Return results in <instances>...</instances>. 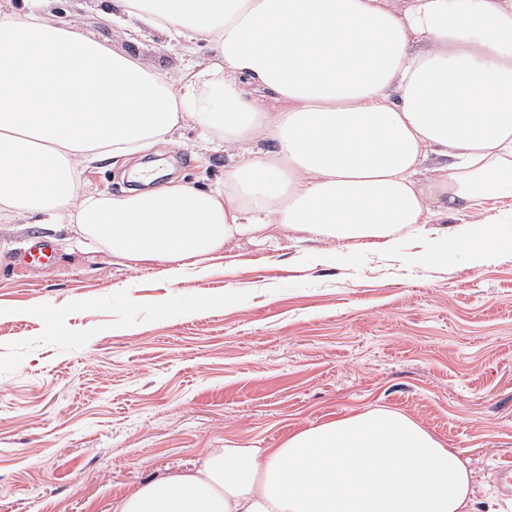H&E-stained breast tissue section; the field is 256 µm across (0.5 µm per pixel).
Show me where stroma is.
I'll return each mask as SVG.
<instances>
[{"label":"stroma","instance_id":"stroma-1","mask_svg":"<svg viewBox=\"0 0 512 512\" xmlns=\"http://www.w3.org/2000/svg\"><path fill=\"white\" fill-rule=\"evenodd\" d=\"M103 0L61 19L146 65L188 59L150 29L104 23ZM158 183L216 185L223 149L195 125L135 162L86 173L120 195L134 164ZM53 238L51 268L25 264ZM416 235L380 246L241 238L197 265L114 256L44 224L0 223V512H112L147 479L212 448H276L356 411L402 412L457 450L474 497L512 462V248L423 266Z\"/></svg>","mask_w":512,"mask_h":512}]
</instances>
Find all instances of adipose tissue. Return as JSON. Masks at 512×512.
Segmentation results:
<instances>
[{
	"label": "adipose tissue",
	"mask_w": 512,
	"mask_h": 512,
	"mask_svg": "<svg viewBox=\"0 0 512 512\" xmlns=\"http://www.w3.org/2000/svg\"><path fill=\"white\" fill-rule=\"evenodd\" d=\"M0 10V222L38 213L133 260L192 264L279 224L393 242L512 198V0H113L205 63L167 72L50 18ZM224 133L223 188L109 197L89 165ZM114 512H475L459 453L375 409L277 448H215Z\"/></svg>",
	"instance_id": "adipose-tissue-1"
}]
</instances>
